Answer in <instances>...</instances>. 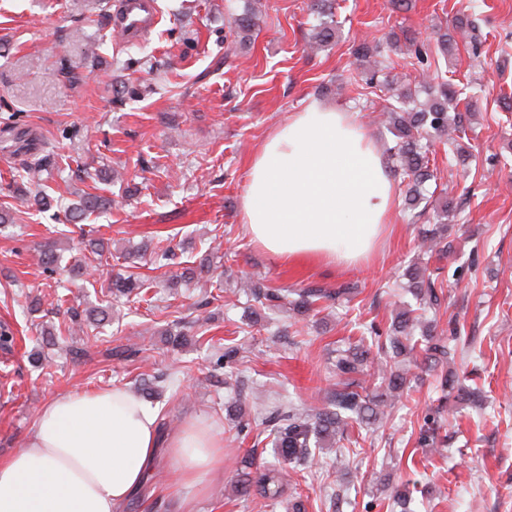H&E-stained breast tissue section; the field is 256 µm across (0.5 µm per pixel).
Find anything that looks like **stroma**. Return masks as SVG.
I'll return each instance as SVG.
<instances>
[{
    "label": "stroma",
    "instance_id": "35a3bbf8",
    "mask_svg": "<svg viewBox=\"0 0 512 512\" xmlns=\"http://www.w3.org/2000/svg\"><path fill=\"white\" fill-rule=\"evenodd\" d=\"M335 0L339 36L319 51L306 45L318 20L310 0H156L158 22L138 40L113 38L116 0H0V325L16 337L0 349V457L25 447L39 407L58 393L122 386L142 391L158 377L153 405L166 432L201 418L225 447L273 461L262 428L238 432L231 416L254 403L322 406L334 392L336 348L370 344L405 300L404 273L418 265L444 287L437 324L453 337L454 368L478 395L457 401L437 383L440 368L418 363L383 425L353 427L347 462L336 451L288 467L307 512H394L392 486L422 488L414 512H512V0ZM258 6L248 35L228 16ZM476 13L478 49L458 45L440 58L475 97L462 115L466 164L435 142L436 195L421 217L403 207L407 186L393 175L390 232L367 266L288 264L249 239L241 203L249 166L266 138L312 100L352 113L382 147L392 133L368 121L382 98L365 94L353 50L363 40L399 41L379 60L394 86L413 83L409 42L435 48V31L456 14ZM25 132L51 164L40 179L22 169L14 132ZM110 200L84 225L112 260L94 255L65 219L85 194ZM453 200L452 247L425 255L417 241L435 228L440 197ZM54 248L55 272L37 261ZM170 249L158 267L140 249ZM210 261L202 279L187 269ZM139 272L153 303L118 299L115 273ZM294 290L347 289L299 316L283 306L256 315L241 283ZM105 309L112 317L68 341L52 333L71 312ZM186 335L172 349L170 335ZM248 339L237 373L216 366L217 340ZM438 414L437 454L419 443L429 412ZM387 484L372 488L370 474ZM174 478L166 458L121 512H172L164 489ZM234 462L198 502L197 512H269L258 494L239 496Z\"/></svg>",
    "mask_w": 512,
    "mask_h": 512
}]
</instances>
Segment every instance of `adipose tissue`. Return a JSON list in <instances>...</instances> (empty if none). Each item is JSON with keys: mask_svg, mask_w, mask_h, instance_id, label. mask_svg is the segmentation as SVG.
<instances>
[{"mask_svg": "<svg viewBox=\"0 0 512 512\" xmlns=\"http://www.w3.org/2000/svg\"><path fill=\"white\" fill-rule=\"evenodd\" d=\"M393 200L378 142L350 114L312 101L251 163L242 218L251 241L283 261L354 266L377 256ZM161 451L175 472L174 512H196L224 476L211 424L162 435L157 408L120 387L54 396L25 448L0 457V512H117Z\"/></svg>", "mask_w": 512, "mask_h": 512, "instance_id": "ef3b65f1", "label": "adipose tissue"}]
</instances>
